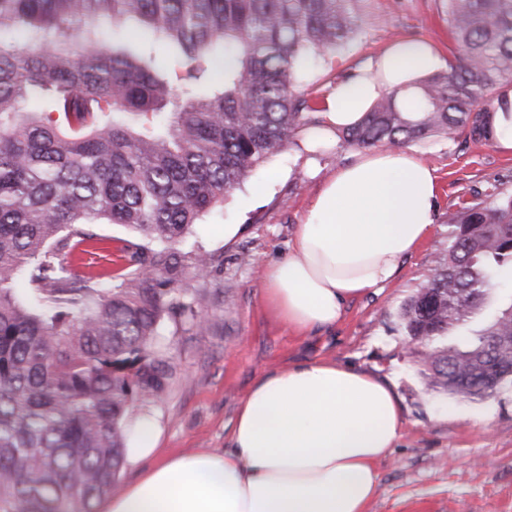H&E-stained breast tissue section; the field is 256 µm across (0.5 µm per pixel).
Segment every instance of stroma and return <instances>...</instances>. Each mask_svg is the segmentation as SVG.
Instances as JSON below:
<instances>
[{"instance_id": "obj_1", "label": "stroma", "mask_w": 512, "mask_h": 512, "mask_svg": "<svg viewBox=\"0 0 512 512\" xmlns=\"http://www.w3.org/2000/svg\"><path fill=\"white\" fill-rule=\"evenodd\" d=\"M409 40L429 43L439 69H447V0H362L358 34L334 54L311 58L302 86L330 98ZM409 148L438 180L432 233L390 285L347 302L332 330L298 336L277 321L264 303V274L287 255L318 190L361 148L299 134L177 243L182 255L216 257L207 276L189 269L183 280L209 296L213 327L198 336L165 324L172 376L161 399L142 407L160 424L165 453L227 447L238 403L258 377L327 359L389 379L404 417L396 447L377 464L380 491L366 512H512V386L475 401L428 390L400 319L447 250L459 205L483 200L493 188L512 194V153L462 130Z\"/></svg>"}]
</instances>
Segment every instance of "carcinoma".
<instances>
[{
    "label": "carcinoma",
    "instance_id": "cac0c4a2",
    "mask_svg": "<svg viewBox=\"0 0 512 512\" xmlns=\"http://www.w3.org/2000/svg\"><path fill=\"white\" fill-rule=\"evenodd\" d=\"M102 20L138 24L149 45L107 48ZM359 20V0H0V512H94L116 490L130 427L171 374L161 326L210 328L174 245L317 125L301 72ZM448 28V69L380 95L338 128L341 145L492 138L489 95L512 83V0H448ZM95 224L159 248L126 245L125 264H104ZM450 224L445 263L400 317L412 343L480 318L464 348L421 352V375L484 399L512 383V352L484 357L489 337L512 336V303L484 311L512 278V196L463 205Z\"/></svg>",
    "mask_w": 512,
    "mask_h": 512
}]
</instances>
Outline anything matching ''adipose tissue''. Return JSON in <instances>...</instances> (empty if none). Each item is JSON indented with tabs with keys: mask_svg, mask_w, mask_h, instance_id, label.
I'll return each instance as SVG.
<instances>
[{
	"mask_svg": "<svg viewBox=\"0 0 512 512\" xmlns=\"http://www.w3.org/2000/svg\"><path fill=\"white\" fill-rule=\"evenodd\" d=\"M423 43L402 42L328 99L313 139L355 122L379 91L433 66ZM433 169L387 148L337 169L314 196L285 258L267 269L271 313L305 334L339 321L346 301L385 287L428 238L437 200ZM392 386L358 368L313 360L257 378L240 400L228 447L163 455L161 431L142 417L126 461L135 477L100 512H366L376 464L403 428Z\"/></svg>",
	"mask_w": 512,
	"mask_h": 512,
	"instance_id": "adipose-tissue-1",
	"label": "adipose tissue"
}]
</instances>
